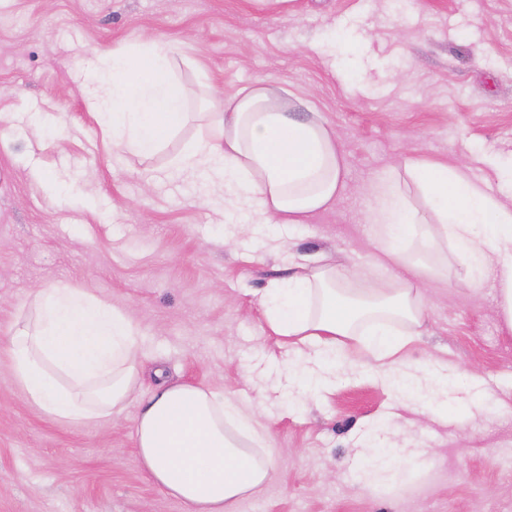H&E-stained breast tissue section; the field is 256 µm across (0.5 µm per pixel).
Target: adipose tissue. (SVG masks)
Masks as SVG:
<instances>
[{"label":"adipose tissue","mask_w":512,"mask_h":512,"mask_svg":"<svg viewBox=\"0 0 512 512\" xmlns=\"http://www.w3.org/2000/svg\"><path fill=\"white\" fill-rule=\"evenodd\" d=\"M171 53L159 44L107 50L83 67V89L113 145L152 155L186 119ZM289 109L261 84L216 98L210 134L178 166L223 180L228 205L247 210L256 223H306L342 193L344 158L325 125L294 120ZM403 169L419 201L390 180L374 189L369 212L385 245L381 266L393 275L389 285L366 283L365 273L350 267L301 263L279 240L269 243L291 275L267 289L265 323L287 348L289 370L313 383L335 375L347 340L360 336L377 373L410 385L415 398L447 386L446 363L412 364L402 354L424 315L420 284L435 275L411 265L407 247L424 248L439 237L468 257L475 286L492 288L500 328L512 335V172L498 196L465 166L408 159ZM26 309L0 339V356L32 408L61 423H85L117 419L136 405L141 465L186 512H234L244 494L263 490L270 451H250L227 428L232 421L255 431L254 415L208 387L161 380L143 389V370L154 356L125 312L67 284L37 289Z\"/></svg>","instance_id":"obj_1"}]
</instances>
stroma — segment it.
I'll use <instances>...</instances> for the list:
<instances>
[{
  "mask_svg": "<svg viewBox=\"0 0 512 512\" xmlns=\"http://www.w3.org/2000/svg\"><path fill=\"white\" fill-rule=\"evenodd\" d=\"M163 43L188 123L152 156L113 147L78 77L103 49ZM266 82L300 99L345 155L346 189L312 223L263 228L224 185L174 158L203 133L208 92ZM0 338L36 289L87 288L137 325L165 375L250 405L276 448L260 495L235 512H512V336L467 259L435 247L421 334L406 357L447 362L448 413L348 370L285 398L288 354L264 322L269 282L307 262L378 271L364 216L406 158L469 166L491 193L512 166V0H0ZM136 406L64 424L28 405L0 358V512H186L144 472ZM386 478L374 482L379 460Z\"/></svg>",
  "mask_w": 512,
  "mask_h": 512,
  "instance_id": "35a3bbf8",
  "label": "stroma"
}]
</instances>
